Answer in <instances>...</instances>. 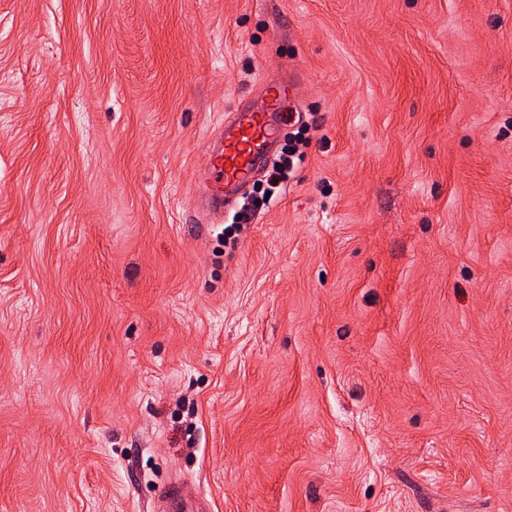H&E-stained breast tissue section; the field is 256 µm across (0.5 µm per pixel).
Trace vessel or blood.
<instances>
[{
  "label": "vessel or blood",
  "mask_w": 512,
  "mask_h": 512,
  "mask_svg": "<svg viewBox=\"0 0 512 512\" xmlns=\"http://www.w3.org/2000/svg\"><path fill=\"white\" fill-rule=\"evenodd\" d=\"M286 85L272 82L265 88L262 108L243 109L232 114L210 150L206 173L194 190V218L204 220L221 209L224 202L238 196L267 167L282 135L277 110ZM158 512H209L207 501H188L174 483H166L156 495Z\"/></svg>",
  "instance_id": "obj_1"
}]
</instances>
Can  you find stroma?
I'll list each match as a JSON object with an SVG mask.
<instances>
[{
  "label": "stroma",
  "mask_w": 512,
  "mask_h": 512,
  "mask_svg": "<svg viewBox=\"0 0 512 512\" xmlns=\"http://www.w3.org/2000/svg\"><path fill=\"white\" fill-rule=\"evenodd\" d=\"M289 73L302 160L186 223ZM170 480L512 512V0H0V512Z\"/></svg>",
  "instance_id": "1"
}]
</instances>
